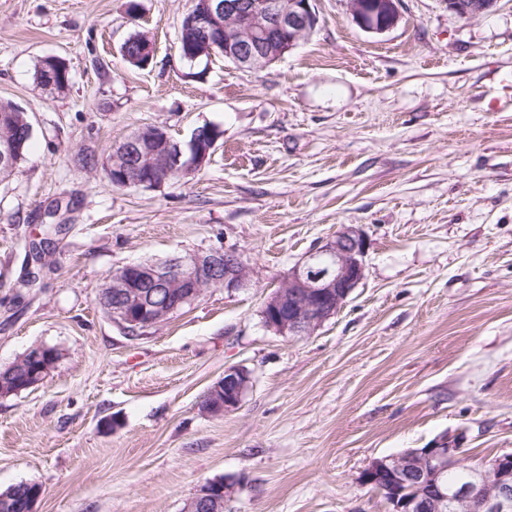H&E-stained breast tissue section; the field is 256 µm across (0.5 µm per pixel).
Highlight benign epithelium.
Masks as SVG:
<instances>
[{
	"label": "benign epithelium",
	"instance_id": "obj_1",
	"mask_svg": "<svg viewBox=\"0 0 512 512\" xmlns=\"http://www.w3.org/2000/svg\"><path fill=\"white\" fill-rule=\"evenodd\" d=\"M399 0H348L350 14L364 31L375 34L395 28L400 21ZM497 0H448V10L464 18L487 13ZM190 25L198 41H221L224 58L241 68H262L281 59L317 25L313 0H191ZM218 138L205 127L191 133L186 156L183 142L158 140L155 127L140 129L118 151L120 164L112 176L121 187L152 188L156 179L180 174L191 163L200 168L215 149ZM367 243L362 231L344 225L301 263L288 271L281 286L264 302L268 328L280 336L314 331L333 317L364 279ZM253 269L235 250L213 248L175 257L165 263H143L120 271L112 279L110 312L122 326L136 327L149 311V288L173 289L168 311L198 300L204 290L222 285L247 286ZM251 377L241 367H229L200 403L209 416L236 410ZM464 449L443 435L428 448L376 458L363 474L367 485L381 482L395 490L386 499L389 512H512V452L500 454L480 468L469 470L467 483L450 485L448 470L460 466ZM226 486L206 482L199 486L187 512H224Z\"/></svg>",
	"mask_w": 512,
	"mask_h": 512
}]
</instances>
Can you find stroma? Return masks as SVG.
Masks as SVG:
<instances>
[{"label": "stroma", "mask_w": 512, "mask_h": 512, "mask_svg": "<svg viewBox=\"0 0 512 512\" xmlns=\"http://www.w3.org/2000/svg\"><path fill=\"white\" fill-rule=\"evenodd\" d=\"M137 2L133 19L127 0H0V100L33 131L0 181V367L60 352L0 396V490L39 484L38 512H185L219 481L224 512H388L361 479L373 459L444 434L468 465L512 452V0L472 19L400 0L383 34L315 0L282 59L202 73L178 51L190 0ZM137 32L145 69L120 53ZM48 56L64 92L34 78ZM205 124L223 136L187 182L117 188L75 161ZM344 224L367 240L362 282L310 334L266 328L265 299ZM214 247L249 263L247 287L135 335L101 307L120 268ZM234 366L251 376L241 406L203 414ZM52 71L55 78V85L49 86L44 78L45 72ZM35 79L45 88L57 92H63L69 85V71L63 60L55 57H48L40 60L35 70Z\"/></svg>", "instance_id": "1"}]
</instances>
